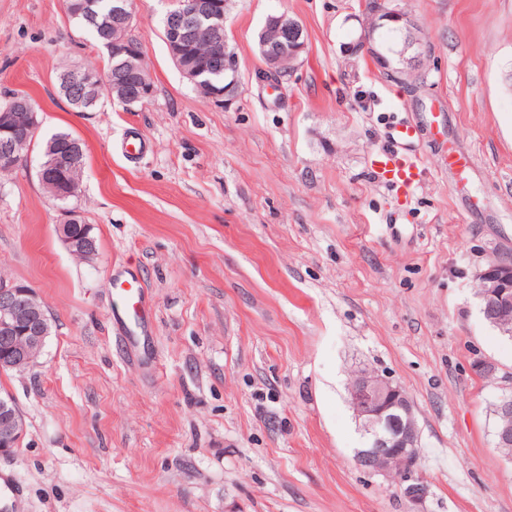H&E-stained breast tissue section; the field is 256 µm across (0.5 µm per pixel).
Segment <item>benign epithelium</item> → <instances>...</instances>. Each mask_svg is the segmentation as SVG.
I'll list each match as a JSON object with an SVG mask.
<instances>
[{
  "label": "benign epithelium",
  "instance_id": "1",
  "mask_svg": "<svg viewBox=\"0 0 512 512\" xmlns=\"http://www.w3.org/2000/svg\"><path fill=\"white\" fill-rule=\"evenodd\" d=\"M164 38L173 59L183 74L200 90L207 85L202 69L187 62L186 43L204 41L205 59L224 63V91L210 93L216 102L229 103L239 91L236 66L228 52L226 29L227 0H169ZM136 0L112 17V29L121 36L112 40V57H125L119 66L123 80L134 87V99L142 101L154 93L150 73L141 70L136 60L143 53L138 41H131L130 31L135 19ZM361 48L384 69L409 72L423 64L427 51L424 41L416 37L419 21L393 2L377 0L362 3ZM384 26L398 29V38L381 49L374 47L373 35ZM264 71L272 76L284 68L294 69L302 61L307 48L304 27L286 13L267 17L259 35ZM63 90L79 107H90L100 97L101 81L87 65L75 66L62 78ZM39 127L38 112L24 100L12 102L0 111V169L14 170L21 158L18 147L34 144ZM85 150L78 140H69L61 147L48 144L46 160L40 166V182L50 193L60 196L76 194L79 181L69 177L63 185L55 180L56 172H73L84 166ZM82 224L74 215L56 230L76 256L89 259L96 254L95 239L88 234L77 236L72 226ZM483 288L482 312L487 317L509 318L512 309V255H492L477 274ZM51 330L39 296L28 285L0 279V368L25 371L40 357L45 339ZM498 412L503 423L497 431L496 447L512 449V374L500 377ZM350 403L363 421L368 448L360 460L374 466L376 472L404 484L403 493L412 501L421 500L427 486L416 475L413 463L419 457V428L412 401L405 390L389 377L374 370L358 371L355 384L349 387ZM25 431V420L13 403L0 401V455L18 444Z\"/></svg>",
  "mask_w": 512,
  "mask_h": 512
}]
</instances>
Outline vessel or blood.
I'll return each instance as SVG.
<instances>
[{
    "label": "vessel or blood",
    "instance_id": "obj_1",
    "mask_svg": "<svg viewBox=\"0 0 512 512\" xmlns=\"http://www.w3.org/2000/svg\"><path fill=\"white\" fill-rule=\"evenodd\" d=\"M419 132V126L410 121L394 123L390 128L392 148L382 151L376 158V164L385 181L404 195L409 194L423 176V169L416 159L402 151L403 146L418 139ZM120 294L129 315L137 318L146 313L144 288L138 281H121Z\"/></svg>",
    "mask_w": 512,
    "mask_h": 512
}]
</instances>
